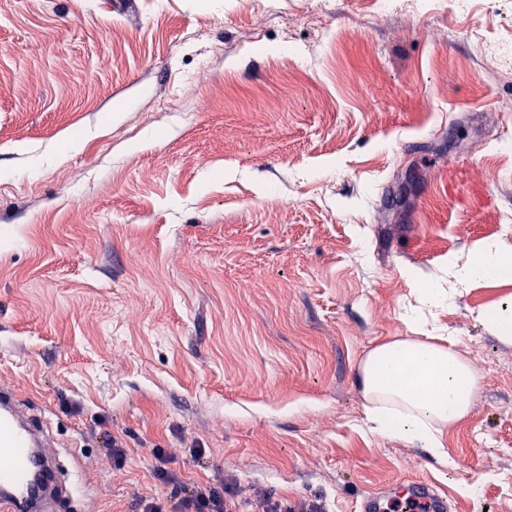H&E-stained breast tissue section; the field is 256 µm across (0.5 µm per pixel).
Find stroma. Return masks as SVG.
Here are the masks:
<instances>
[{
	"label": "stroma",
	"instance_id": "obj_1",
	"mask_svg": "<svg viewBox=\"0 0 512 512\" xmlns=\"http://www.w3.org/2000/svg\"><path fill=\"white\" fill-rule=\"evenodd\" d=\"M507 139L512 0H0V382L60 423L96 512H139L156 448L241 512L413 479L512 512V341L479 320L512 280L418 313L479 377L447 462L370 430L356 384L415 337L417 280L512 242Z\"/></svg>",
	"mask_w": 512,
	"mask_h": 512
}]
</instances>
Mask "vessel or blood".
<instances>
[{
    "label": "vessel or blood",
    "instance_id": "vessel-or-blood-1",
    "mask_svg": "<svg viewBox=\"0 0 512 512\" xmlns=\"http://www.w3.org/2000/svg\"><path fill=\"white\" fill-rule=\"evenodd\" d=\"M60 454L53 447L48 423L18 400L14 389L0 386V512H55L61 496H71L74 512H94L89 484L61 483ZM402 503L418 502L427 512H450L447 494L430 482L412 480L398 494Z\"/></svg>",
    "mask_w": 512,
    "mask_h": 512
}]
</instances>
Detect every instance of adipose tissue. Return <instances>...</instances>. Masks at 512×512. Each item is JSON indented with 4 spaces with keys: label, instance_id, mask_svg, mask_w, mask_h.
Wrapping results in <instances>:
<instances>
[{
    "label": "adipose tissue",
    "instance_id": "adipose-tissue-1",
    "mask_svg": "<svg viewBox=\"0 0 512 512\" xmlns=\"http://www.w3.org/2000/svg\"><path fill=\"white\" fill-rule=\"evenodd\" d=\"M511 278L512 244L482 240L467 255L449 257L447 288L420 284L418 301L435 307L460 289ZM357 382L372 430L419 442L439 459L444 456L445 426L469 413L479 389L475 372L451 336L435 342L400 339L379 344L361 361Z\"/></svg>",
    "mask_w": 512,
    "mask_h": 512
}]
</instances>
